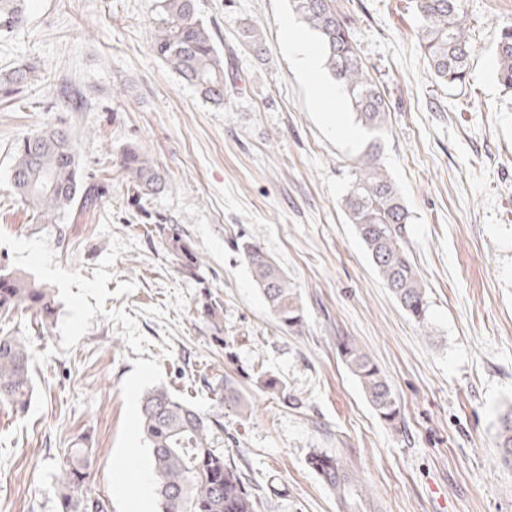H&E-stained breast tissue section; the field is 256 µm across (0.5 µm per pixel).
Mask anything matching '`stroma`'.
Masks as SVG:
<instances>
[{
	"label": "stroma",
	"instance_id": "35a3bbf8",
	"mask_svg": "<svg viewBox=\"0 0 512 512\" xmlns=\"http://www.w3.org/2000/svg\"><path fill=\"white\" fill-rule=\"evenodd\" d=\"M331 3L389 103L377 159L411 215L422 325L385 288L341 208L371 136L347 97L325 117L288 53V0H198L235 67L220 106L151 51L155 0H26L24 29L0 37V73L34 68L0 95V270L45 283L57 304L49 329L30 310L6 322L27 339L35 374L25 413L0 404V512H59L58 467L83 434L92 495L106 512H130L151 467L140 397L156 386L220 418L214 446L255 485L259 512H337L306 464L316 449L359 473L370 512H512V466L498 448L512 411V93L495 76L512 0H466L473 52L456 87L430 74L413 0ZM249 25L263 57L241 37ZM62 121L84 179L107 193L93 212L40 224L13 192L12 159L22 138ZM130 144L166 178L146 218L119 167ZM170 225L204 260V284L179 273ZM246 240L295 283L300 333L271 319L238 250ZM205 286L224 306L219 337L197 310ZM344 338L391 383L398 426L342 363ZM270 376L293 404L264 388ZM229 381L244 404L223 401Z\"/></svg>",
	"mask_w": 512,
	"mask_h": 512
}]
</instances>
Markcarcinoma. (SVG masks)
Segmentation results:
<instances>
[{"instance_id":"cac0c4a2","label":"carcinoma","mask_w":512,"mask_h":512,"mask_svg":"<svg viewBox=\"0 0 512 512\" xmlns=\"http://www.w3.org/2000/svg\"><path fill=\"white\" fill-rule=\"evenodd\" d=\"M25 0H0V33L24 27ZM330 0H290L292 11L318 36L324 65L344 88L358 122L375 135L384 132L388 105L367 77L346 23L337 18ZM159 18L151 51L183 82L209 102L224 103V55L209 26L200 18L197 0H158ZM421 25L419 45L434 80L443 85L465 81L472 42L465 23L464 0H415ZM496 75L512 91V26L501 30L496 48ZM31 67L0 74V87L18 90L30 78ZM127 186L142 201L165 185L159 167L135 147L120 157ZM11 184L18 197L36 212L40 224H60L76 208L97 209L106 189L82 179L76 140L58 123L22 139L11 167ZM341 205L364 243L380 278L416 323L425 321L426 289L405 241L409 212L389 176L368 151L352 170ZM184 277L199 281L204 261L177 231L166 240ZM242 255L262 294L269 315L286 332H298L305 316L288 275L259 243L241 244ZM201 314L214 331L222 332L224 306L208 291L198 300ZM33 309L48 322L56 313L50 288L20 272L0 274V316ZM339 355L380 419L391 426L401 411L394 390L379 367L352 342L338 343ZM34 391L32 356L26 340L0 333V402L23 412ZM140 423L151 450L153 476L163 512H257L258 501L237 465L213 448V435L224 425L163 387L143 394ZM499 454L512 465V412L502 418ZM92 449L70 448L56 478L61 512H104L100 499L87 490ZM309 467L336 495L338 512H364L368 493L357 475L338 457L314 450Z\"/></svg>"}]
</instances>
